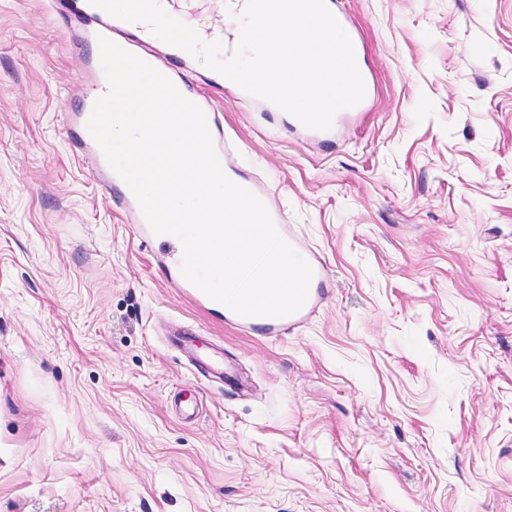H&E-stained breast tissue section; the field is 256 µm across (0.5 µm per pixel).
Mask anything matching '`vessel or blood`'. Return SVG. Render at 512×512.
<instances>
[{
    "instance_id": "obj_1",
    "label": "vessel or blood",
    "mask_w": 512,
    "mask_h": 512,
    "mask_svg": "<svg viewBox=\"0 0 512 512\" xmlns=\"http://www.w3.org/2000/svg\"><path fill=\"white\" fill-rule=\"evenodd\" d=\"M48 2L59 19L65 20L73 16L81 18L85 24L86 39L95 41L104 37L121 44L123 49L136 53L138 58L169 78L178 91L189 101L200 103L192 78L184 70L185 65L191 60L190 54L172 45L166 46L165 54L161 57L146 52V44L155 40V36L148 25H141L136 32L129 33L124 29L125 23L123 20L115 18L103 9L90 4L89 0H48ZM72 87L76 93L78 106L65 118L70 145L81 152L92 155L94 163L89 171L90 177L107 192L116 209L128 212L131 215L134 222L140 227L142 238L153 239L154 234L135 195L127 183L110 166L87 126L96 101L109 91V84L103 68L97 65L80 71ZM200 105L206 116L213 145L222 168L224 171L234 174L236 184L249 190L253 189L254 183L250 178L236 173L234 165L235 146L225 139L224 128L216 117L214 107L207 103H200ZM277 230L298 253L305 255L314 277H321L323 274L321 263L315 255L307 253L304 244L295 235L291 225H278ZM314 304V298H307L299 311L279 318L242 316L234 312L229 313L228 318L245 329H258L266 333H274L280 331L283 327L300 322L310 313Z\"/></svg>"
}]
</instances>
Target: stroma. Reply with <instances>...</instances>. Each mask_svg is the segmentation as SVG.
I'll return each mask as SVG.
<instances>
[{
  "mask_svg": "<svg viewBox=\"0 0 512 512\" xmlns=\"http://www.w3.org/2000/svg\"><path fill=\"white\" fill-rule=\"evenodd\" d=\"M330 2L368 86L332 141L215 101L325 267L268 336L157 271L67 141L93 46L0 0V512H512V0Z\"/></svg>",
  "mask_w": 512,
  "mask_h": 512,
  "instance_id": "stroma-1",
  "label": "stroma"
}]
</instances>
